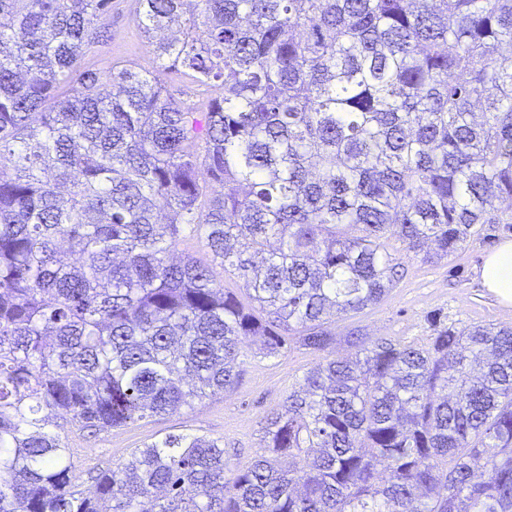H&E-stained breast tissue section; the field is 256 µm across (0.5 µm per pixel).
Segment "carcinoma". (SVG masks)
<instances>
[{
  "mask_svg": "<svg viewBox=\"0 0 512 512\" xmlns=\"http://www.w3.org/2000/svg\"><path fill=\"white\" fill-rule=\"evenodd\" d=\"M111 8L0 0V512H512V326L435 318L426 349L348 329L231 478L178 434L80 489L70 434L234 388L254 339L329 351L388 238L446 258L512 202V0H137L200 112L129 61L103 94Z\"/></svg>",
  "mask_w": 512,
  "mask_h": 512,
  "instance_id": "carcinoma-1",
  "label": "carcinoma"
}]
</instances>
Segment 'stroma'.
<instances>
[{
  "label": "stroma",
  "instance_id": "stroma-1",
  "mask_svg": "<svg viewBox=\"0 0 512 512\" xmlns=\"http://www.w3.org/2000/svg\"><path fill=\"white\" fill-rule=\"evenodd\" d=\"M134 9L135 0H112L111 12L98 20L112 38L87 52L84 65L105 74L113 63L130 60L156 70L152 48L134 23ZM504 238L512 239V223L484 225L480 235L470 238L457 254L434 262L406 257L402 244L388 239L389 252L404 265L403 275L377 305L357 315L331 318L332 332L342 338L355 325L372 340L382 337L425 348L433 333L430 320L434 317L458 327L512 325V307L500 306L475 274L486 252ZM320 358V353L296 344L281 355L266 357L260 354L258 344L251 343L243 349L242 376L231 391L171 416L141 419L96 436L84 432L74 435L72 459L81 488L89 489L93 475L124 462L144 443L170 434L207 435L223 441L228 472L236 474L260 452L264 417Z\"/></svg>",
  "mask_w": 512,
  "mask_h": 512
}]
</instances>
